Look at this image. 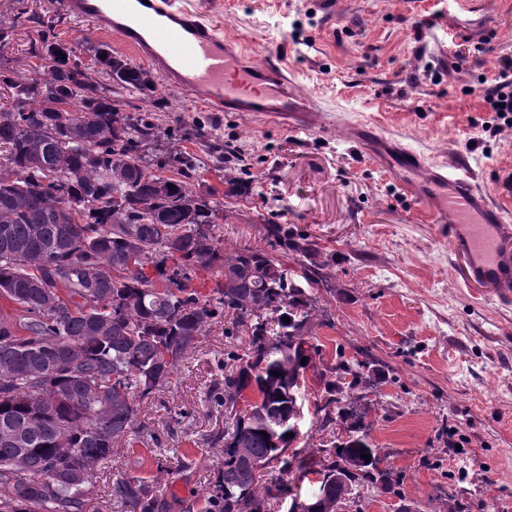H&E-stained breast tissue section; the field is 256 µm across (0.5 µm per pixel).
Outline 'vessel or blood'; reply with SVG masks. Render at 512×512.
<instances>
[{"instance_id":"vessel-or-blood-1","label":"vessel or blood","mask_w":512,"mask_h":512,"mask_svg":"<svg viewBox=\"0 0 512 512\" xmlns=\"http://www.w3.org/2000/svg\"><path fill=\"white\" fill-rule=\"evenodd\" d=\"M68 6L75 17L120 36L169 86L216 110L302 131L324 122L317 104L297 93L286 65L249 60L234 40L175 0H69ZM361 140L408 173L404 190L447 232L450 249L466 258V281L496 287L499 302L512 305V212L492 204L465 163L428 162L381 134Z\"/></svg>"}]
</instances>
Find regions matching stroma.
Here are the masks:
<instances>
[{
    "label": "stroma",
    "mask_w": 512,
    "mask_h": 512,
    "mask_svg": "<svg viewBox=\"0 0 512 512\" xmlns=\"http://www.w3.org/2000/svg\"><path fill=\"white\" fill-rule=\"evenodd\" d=\"M180 0L261 60L286 58L300 93L331 119L309 133L220 112L157 81L166 104L161 133L145 148L159 157L183 151L204 167L197 195L216 203L214 233L228 249H267L263 220L277 214L316 243L325 265L310 293L317 311L294 450L311 470L293 472L270 512L305 500L314 470L335 460L345 424H322L324 379L337 361L365 362L354 394L378 467L391 491L361 485L362 512H512V306L489 286L466 287L463 257L428 212L403 189L382 157L353 142L352 125L392 136L429 161L468 157L490 199L512 209V128L499 126L484 101L485 80L512 57V0ZM34 20L16 22L0 58L30 78L39 25L89 73L98 47L131 65L147 60L66 0H28ZM251 162L250 202L224 196L219 146ZM249 336L230 319L207 326L167 386L140 399L133 442L101 468L84 512H129L112 497L115 478L161 486L159 512H203L224 459L227 352L245 354Z\"/></svg>",
    "instance_id": "obj_1"
}]
</instances>
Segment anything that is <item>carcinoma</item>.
I'll use <instances>...</instances> for the list:
<instances>
[{
	"mask_svg": "<svg viewBox=\"0 0 512 512\" xmlns=\"http://www.w3.org/2000/svg\"><path fill=\"white\" fill-rule=\"evenodd\" d=\"M39 41L53 64L35 77L0 65V88L12 95L0 109V297L22 312L17 324L0 319V512H83L97 468L134 431L138 399L167 385L205 325L223 315L247 328L250 348L227 353L217 400L234 408L247 389L256 399L224 428L205 512H266L273 487L262 485V471L298 435L295 389L314 347L315 302L268 252L221 250L217 209L191 187L194 158H145L158 130L149 113L162 105H121L113 95L155 92L151 72L101 49L110 80L102 84L71 59L54 26L39 30ZM223 160L224 197L248 195L241 155L226 145ZM263 226L282 254H318L288 225L267 218ZM201 269L213 277L208 297L194 286ZM363 366L336 364L322 423L332 421L326 407L341 402L340 380L359 386ZM339 413L352 433L331 464L345 478L331 489L336 502L372 481L361 454L376 452L364 415ZM112 496L157 512L161 490L119 477Z\"/></svg>",
	"mask_w": 512,
	"mask_h": 512,
	"instance_id": "1",
	"label": "carcinoma"
}]
</instances>
